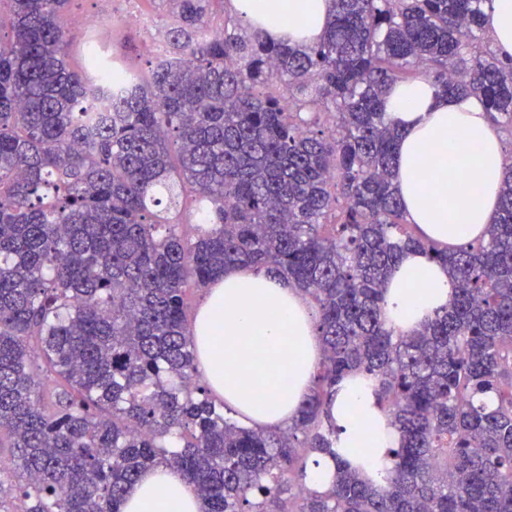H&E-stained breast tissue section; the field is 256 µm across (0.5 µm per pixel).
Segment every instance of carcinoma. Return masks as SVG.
I'll use <instances>...</instances> for the list:
<instances>
[{
  "label": "carcinoma",
  "mask_w": 512,
  "mask_h": 512,
  "mask_svg": "<svg viewBox=\"0 0 512 512\" xmlns=\"http://www.w3.org/2000/svg\"><path fill=\"white\" fill-rule=\"evenodd\" d=\"M70 0H0V512H121L175 468L204 512H512V164L486 234L420 239L384 97L420 77L474 95L512 141V56L489 0H333L313 46L213 32L224 0H170L147 68L82 50ZM417 248L448 306L410 334L382 286ZM230 265L310 296L324 358L298 416L255 429L200 380L186 301ZM370 376L402 433L386 484L346 466L327 401Z\"/></svg>",
  "instance_id": "cac0c4a2"
}]
</instances>
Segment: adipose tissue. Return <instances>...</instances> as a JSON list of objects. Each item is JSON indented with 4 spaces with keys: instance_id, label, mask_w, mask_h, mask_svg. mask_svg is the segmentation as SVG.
Wrapping results in <instances>:
<instances>
[{
    "instance_id": "adipose-tissue-1",
    "label": "adipose tissue",
    "mask_w": 512,
    "mask_h": 512,
    "mask_svg": "<svg viewBox=\"0 0 512 512\" xmlns=\"http://www.w3.org/2000/svg\"><path fill=\"white\" fill-rule=\"evenodd\" d=\"M237 12L273 39L315 42L333 12L332 0H233ZM387 117L401 136L395 185L409 223L429 240L461 246L483 236L498 207L507 153L498 130L473 97L437 92L425 79L399 84L385 97ZM469 190L459 188L460 181ZM452 291L443 266L405 252L387 278L383 314L394 334H406L447 305ZM193 336L199 369L210 387L263 427L287 424L310 393L323 357L318 317L307 297L273 275L227 267L209 286ZM330 413L335 455L312 457L308 478L329 488L338 462L369 483L383 484L401 434L361 374L339 385ZM176 470L144 472L122 512H202Z\"/></svg>"
}]
</instances>
